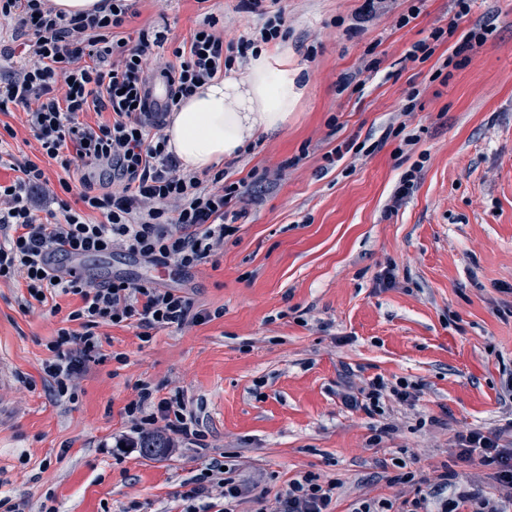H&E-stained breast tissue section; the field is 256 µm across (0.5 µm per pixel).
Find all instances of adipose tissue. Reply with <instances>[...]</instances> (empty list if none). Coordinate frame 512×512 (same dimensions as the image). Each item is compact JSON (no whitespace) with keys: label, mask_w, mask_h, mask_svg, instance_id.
Listing matches in <instances>:
<instances>
[{"label":"adipose tissue","mask_w":512,"mask_h":512,"mask_svg":"<svg viewBox=\"0 0 512 512\" xmlns=\"http://www.w3.org/2000/svg\"><path fill=\"white\" fill-rule=\"evenodd\" d=\"M287 51L258 49L245 74L230 70L174 107L168 149L181 165L204 171L238 155L258 133L283 128L301 96Z\"/></svg>","instance_id":"adipose-tissue-1"}]
</instances>
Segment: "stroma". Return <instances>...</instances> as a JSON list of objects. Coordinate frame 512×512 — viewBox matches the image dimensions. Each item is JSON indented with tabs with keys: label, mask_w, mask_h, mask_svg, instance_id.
<instances>
[{
	"label": "stroma",
	"mask_w": 512,
	"mask_h": 512,
	"mask_svg": "<svg viewBox=\"0 0 512 512\" xmlns=\"http://www.w3.org/2000/svg\"><path fill=\"white\" fill-rule=\"evenodd\" d=\"M364 3L264 0L260 14L240 0H137L126 31L166 30L156 50L165 58L205 15L231 39L283 11L277 43L300 68L303 94L286 128L231 158L243 215L215 262L184 273L123 250L83 260L91 280L150 277L223 317L155 330L148 343L134 327H99L104 352L127 361L87 363L69 403L56 400L42 365L79 297L31 304L23 279L0 282V498L26 496L32 512L48 499L58 512H168L220 459L248 487L242 512L307 471L334 479V510L348 512L362 497L413 494L389 482L396 448L416 455L428 480L447 469L489 490L487 470L458 461L453 441L512 418V0H473L459 19L452 0H387L362 22ZM415 4L419 15L399 26ZM487 20L494 32L462 64L449 61L450 39L425 61L406 56L433 28L453 22L463 33ZM4 124L14 134L0 152L46 173L33 207L46 220L61 170L22 109L0 112ZM417 162L412 194L390 210ZM387 269L395 280L385 288L377 278ZM378 376L421 384V400L411 408L385 397L371 416L345 405L344 394ZM142 381L180 392L206 448L112 455ZM384 427L390 435L373 444Z\"/></svg>",
	"instance_id": "1"
}]
</instances>
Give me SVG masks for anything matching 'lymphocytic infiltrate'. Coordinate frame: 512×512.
I'll use <instances>...</instances> for the list:
<instances>
[{
    "label": "lymphocytic infiltrate",
    "instance_id": "obj_1",
    "mask_svg": "<svg viewBox=\"0 0 512 512\" xmlns=\"http://www.w3.org/2000/svg\"><path fill=\"white\" fill-rule=\"evenodd\" d=\"M135 0H100L92 11L67 13L49 0H0V19L12 22L19 49L4 47L0 56L22 52L24 65L0 72V112L22 107L43 155L65 173L61 192L52 202L57 220L38 221L31 194L47 183L44 170L31 159L11 162L15 179L0 184V279H24L29 296L44 302L48 291L78 296L80 304L67 315L68 326L57 329L49 349L51 359L42 371L58 397H76L77 380L85 362L101 358L97 330L103 325H132L147 342L161 328H183L223 316V309L196 308L180 289L147 279L132 283L121 277L92 284L69 276L54 264L57 246L85 257L121 248L155 266L176 264L188 270L216 255L227 236L237 230L233 205L241 182L218 170L210 180L182 167L167 149L162 122L152 120L148 100L147 60L153 47L166 42L164 32L140 30L136 40L115 38L116 29L136 17ZM283 18L270 17L259 39L239 36L225 40L212 15H205L188 42L175 47L169 59L157 62V74L167 86L165 111H172L201 84L224 76L236 57L245 56L256 42L280 35ZM111 113L112 119L94 125L80 122V113ZM81 164V191H74L67 174ZM110 170L106 190L95 189L91 171ZM416 406L421 386L406 381L387 385L372 379L357 394L346 396L353 408L370 413L383 392ZM137 434L161 435L167 453L193 445L204 447L207 433L182 395L160 396L146 382L124 408ZM457 455L490 468L488 492L449 486L440 474L437 489L452 494L437 499L436 512H512V448L502 443L501 431L472 429L455 437ZM337 484L307 472L289 479L274 499L261 502L257 512H332ZM247 494L238 478L224 475L212 461L180 496L179 512H239Z\"/></svg>",
    "mask_w": 512,
    "mask_h": 512
}]
</instances>
